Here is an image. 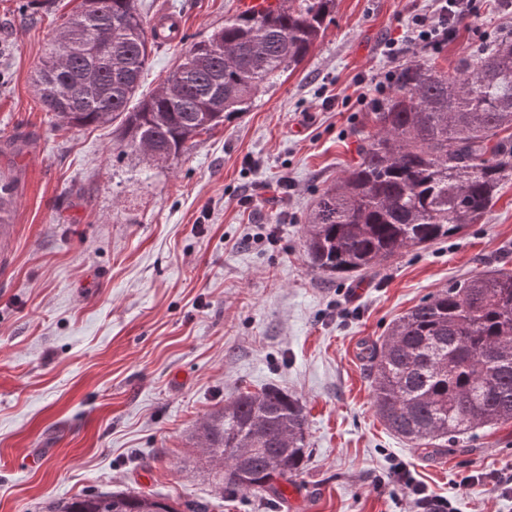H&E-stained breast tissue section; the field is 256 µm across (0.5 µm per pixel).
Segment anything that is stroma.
Here are the masks:
<instances>
[{
    "label": "stroma",
    "mask_w": 512,
    "mask_h": 512,
    "mask_svg": "<svg viewBox=\"0 0 512 512\" xmlns=\"http://www.w3.org/2000/svg\"><path fill=\"white\" fill-rule=\"evenodd\" d=\"M77 2L0 0V178L15 187L0 234V512L125 489L178 512H410L398 465L456 512H512V423L412 447L377 417L364 353L452 282L512 270V183L464 234L363 279L313 272L304 246L317 196L359 159L361 94L409 59L448 71L511 33L512 0H476L438 47L405 40L432 0H336L296 70L163 164L115 157L112 124L56 129L38 102L37 69ZM237 2L137 0L147 23L181 24L153 47L140 96ZM267 386L308 412L309 461L282 508L225 495L200 446L208 414Z\"/></svg>",
    "instance_id": "1"
}]
</instances>
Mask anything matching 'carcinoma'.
Segmentation results:
<instances>
[{"mask_svg":"<svg viewBox=\"0 0 512 512\" xmlns=\"http://www.w3.org/2000/svg\"><path fill=\"white\" fill-rule=\"evenodd\" d=\"M82 3L57 29L35 78L59 128L118 123L117 156L166 163L294 70L326 30L335 0H279L239 13L193 44L162 86L130 103L153 35L136 0ZM391 96L367 113L359 161L325 188L305 221L312 271L357 277L403 250L462 234L487 215L512 179V35L493 41L453 73L413 59L394 72ZM0 180V224L14 205ZM377 416L416 447L455 443L512 422V272L499 267L422 300L369 348ZM205 453L224 491L286 500L308 460L307 414L295 396L268 387L224 401L201 425ZM51 512H178L132 491L102 492Z\"/></svg>","mask_w":512,"mask_h":512,"instance_id":"cac0c4a2","label":"carcinoma"}]
</instances>
